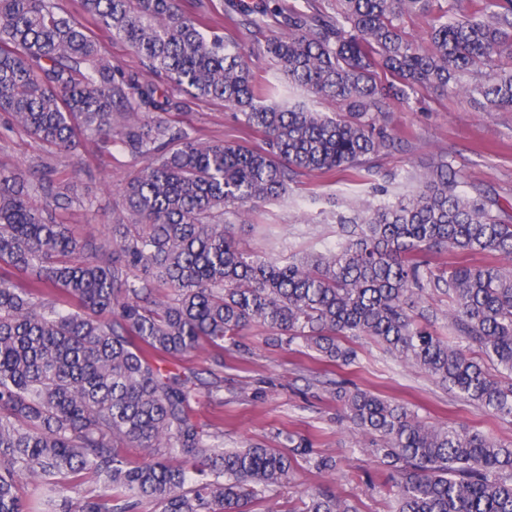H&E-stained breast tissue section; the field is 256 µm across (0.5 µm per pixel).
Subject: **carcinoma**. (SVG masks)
<instances>
[{"mask_svg": "<svg viewBox=\"0 0 512 512\" xmlns=\"http://www.w3.org/2000/svg\"><path fill=\"white\" fill-rule=\"evenodd\" d=\"M427 22L418 44L404 17ZM231 25L268 30L263 51L291 84L334 99L329 115L273 102L223 24L179 0H0V112L57 153L80 139L119 145L143 167L121 192L109 233L83 237L65 215L94 208L56 177L53 158L28 174L0 168V512H251L302 462L337 460L311 441L282 451L224 447V418L205 423L201 395L221 379L178 365L204 346L224 366V341L258 325L269 340L349 366L367 337L468 401L512 420V267L433 251L512 258V216L468 196L451 163L418 190L340 216L347 241L280 260L236 244L241 222L281 199L304 173H371L394 147L383 100L422 89L480 95L512 110V0H308L228 3ZM130 48L141 69L112 64L94 29ZM387 77L377 82V71ZM233 110L245 141L205 142L176 116L195 99ZM448 297L457 341L421 320L423 289ZM342 419L389 469L392 512H512V442L430 424L405 404L358 387L333 392ZM127 448L141 449L132 461ZM26 480L40 487L26 498ZM78 494L72 500L68 493ZM299 512H358L328 488Z\"/></svg>", "mask_w": 512, "mask_h": 512, "instance_id": "1", "label": "carcinoma"}]
</instances>
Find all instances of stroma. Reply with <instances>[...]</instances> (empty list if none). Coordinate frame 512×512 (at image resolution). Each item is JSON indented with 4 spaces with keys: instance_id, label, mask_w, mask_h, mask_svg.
<instances>
[{
    "instance_id": "35a3bbf8",
    "label": "stroma",
    "mask_w": 512,
    "mask_h": 512,
    "mask_svg": "<svg viewBox=\"0 0 512 512\" xmlns=\"http://www.w3.org/2000/svg\"><path fill=\"white\" fill-rule=\"evenodd\" d=\"M224 34L240 43L250 56V66L260 77L283 83L275 62L262 50L265 35L225 26ZM397 141L396 149L372 161L381 173L394 175L387 192L374 191L369 181L352 173L325 178L316 173L299 176L284 200L266 204L253 213L250 223L235 224L240 246L272 251L275 257L326 251L343 243L335 213L349 203L379 204L390 195L410 189L412 174L432 160L451 162L459 188L468 194L484 192L503 207H512V112H492L482 101L421 90L410 104L390 100L381 117ZM193 136L204 140L237 142L240 127L222 101L195 100L182 118ZM41 142L13 133L0 138V167L27 171L44 156ZM139 160L118 147L101 150L83 141L74 156L58 160L61 179L77 194L96 200L92 211L73 216L86 234L108 232L120 203L119 188L135 176ZM237 348L225 351L223 406L207 397L195 405L201 419L224 417V444L246 443L278 447L277 430L308 438L316 450L342 461L335 475L297 468L279 489L274 512H292L306 492L327 487L355 502L360 512H389L388 473L357 450L355 437L337 420L331 381H349L359 388L407 404L433 424L454 423L504 441H512V423L442 388L431 377L409 368L367 339L357 340L358 358L350 367L325 368L312 357L276 347L259 326L243 331Z\"/></svg>"
}]
</instances>
